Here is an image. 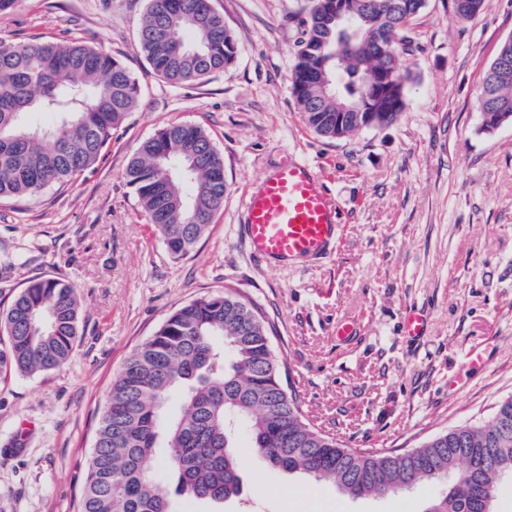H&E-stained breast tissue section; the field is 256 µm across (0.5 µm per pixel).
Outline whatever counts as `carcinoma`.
Here are the masks:
<instances>
[{
  "mask_svg": "<svg viewBox=\"0 0 512 512\" xmlns=\"http://www.w3.org/2000/svg\"><path fill=\"white\" fill-rule=\"evenodd\" d=\"M332 0H311L295 54L292 91L305 124L328 139L394 124L413 73L402 58L418 50L403 0H347L363 17L354 41L321 23ZM455 14L483 13L489 0H468ZM139 44L149 70L172 85L199 83L232 65L234 34L211 0H148ZM491 63L480 92L481 121L512 114V77ZM345 78L323 91L320 72ZM394 71L399 84L361 108L363 80ZM139 82L122 60L76 40L30 33L0 42V198L63 187L93 169L140 104ZM55 117L43 129L29 116ZM169 255L181 258L208 232L224 206V159L199 126L172 123L141 143L125 173ZM82 302L61 277L31 282L0 315V369L33 376L64 366L78 336ZM263 317L231 294L175 310L138 345L113 379L101 412L79 512H177L173 495L220 503L240 494L238 436L273 469L334 483L349 497L382 496L425 481L445 493L424 512H491L500 477L512 474V397L492 419L437 434L403 453L353 450L315 427L284 385ZM180 413L167 417L173 392ZM170 449V492L156 477L157 452Z\"/></svg>",
  "mask_w": 512,
  "mask_h": 512,
  "instance_id": "cac0c4a2",
  "label": "carcinoma"
}]
</instances>
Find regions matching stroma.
<instances>
[{
  "label": "stroma",
  "instance_id": "obj_1",
  "mask_svg": "<svg viewBox=\"0 0 512 512\" xmlns=\"http://www.w3.org/2000/svg\"><path fill=\"white\" fill-rule=\"evenodd\" d=\"M237 58L208 80L172 86L146 67L138 31L147 0H17L0 40L40 32L123 60L141 104L96 167L73 185L0 199V312L31 280L80 291V336L68 363L35 377L0 372V512H78L113 377L176 309L230 291L271 327L298 403L314 424L361 451L403 452L512 397V124L481 132L479 94L512 0L468 20L426 0L414 22L415 75L393 125L333 140L303 122L293 49L307 0H213ZM171 123L201 126L224 158L229 193L192 252L170 257L123 173ZM288 159L312 164L340 210L331 260L273 269L250 255L241 203ZM429 313L408 340L407 308ZM354 324L347 343L338 321ZM490 342L487 361L465 357ZM22 447H14L15 439ZM243 492L221 512H424L445 483L352 499L334 484L267 468L240 438Z\"/></svg>",
  "mask_w": 512,
  "mask_h": 512
}]
</instances>
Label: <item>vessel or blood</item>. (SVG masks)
Listing matches in <instances>:
<instances>
[{"mask_svg": "<svg viewBox=\"0 0 512 512\" xmlns=\"http://www.w3.org/2000/svg\"><path fill=\"white\" fill-rule=\"evenodd\" d=\"M242 214L249 252L277 263L329 257L339 232L335 203L305 162H284L260 180Z\"/></svg>", "mask_w": 512, "mask_h": 512, "instance_id": "b4317fda", "label": "vessel or blood"}]
</instances>
